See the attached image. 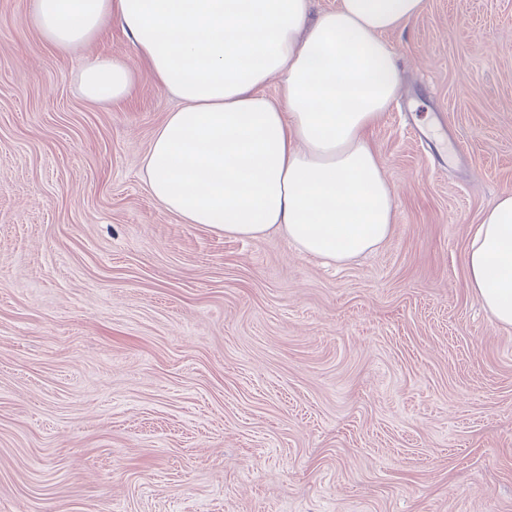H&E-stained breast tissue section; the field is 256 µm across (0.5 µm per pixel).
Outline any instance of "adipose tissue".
Listing matches in <instances>:
<instances>
[{
    "instance_id": "ef3b65f1",
    "label": "adipose tissue",
    "mask_w": 512,
    "mask_h": 512,
    "mask_svg": "<svg viewBox=\"0 0 512 512\" xmlns=\"http://www.w3.org/2000/svg\"><path fill=\"white\" fill-rule=\"evenodd\" d=\"M423 9L424 0H338L317 15L311 0H31L30 15L62 52L119 25L179 99L145 157L164 210L228 237L275 234L342 264L385 242L397 221L366 132L399 91L384 36ZM134 81L120 58L87 60L80 74L91 101L122 100ZM466 283L512 326L511 191L472 231Z\"/></svg>"
}]
</instances>
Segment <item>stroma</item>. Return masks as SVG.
<instances>
[{
    "label": "stroma",
    "mask_w": 512,
    "mask_h": 512,
    "mask_svg": "<svg viewBox=\"0 0 512 512\" xmlns=\"http://www.w3.org/2000/svg\"><path fill=\"white\" fill-rule=\"evenodd\" d=\"M368 133L391 237L327 265L151 197L177 100L108 25L0 0V512H512V327L466 284L512 191V0H425ZM135 68L92 104L90 58Z\"/></svg>",
    "instance_id": "35a3bbf8"
}]
</instances>
